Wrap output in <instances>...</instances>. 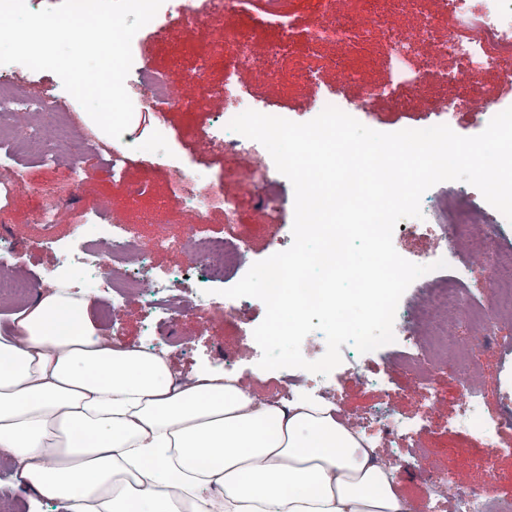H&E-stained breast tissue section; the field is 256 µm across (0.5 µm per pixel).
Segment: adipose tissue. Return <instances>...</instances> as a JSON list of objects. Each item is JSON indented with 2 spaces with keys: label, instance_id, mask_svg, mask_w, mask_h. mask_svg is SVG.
Instances as JSON below:
<instances>
[{
  "label": "adipose tissue",
  "instance_id": "obj_1",
  "mask_svg": "<svg viewBox=\"0 0 512 512\" xmlns=\"http://www.w3.org/2000/svg\"><path fill=\"white\" fill-rule=\"evenodd\" d=\"M0 324V457L64 512H410L333 406L113 343L63 283Z\"/></svg>",
  "mask_w": 512,
  "mask_h": 512
}]
</instances>
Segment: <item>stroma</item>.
Returning a JSON list of instances; mask_svg holds the SVG:
<instances>
[{"mask_svg":"<svg viewBox=\"0 0 512 512\" xmlns=\"http://www.w3.org/2000/svg\"><path fill=\"white\" fill-rule=\"evenodd\" d=\"M389 27L375 25L371 15L358 10L356 0H283V7L295 25L311 30L325 21L326 12L349 17L353 28L369 30L367 41L353 46L341 42H317L302 45L280 58H271L269 48L277 36L275 30L253 27L248 14H241L236 29L249 36L248 58L225 54L223 60L209 67L205 81H195L209 41L222 35V19H214L207 30L188 23L185 0H170L165 22L167 40L155 41L147 48L152 67L164 71L171 86L187 88L199 107H174L167 113V136L193 170L211 174L223 184L224 193L239 206L240 221L225 223L221 212H212L207 223L194 224L193 216L170 189L164 170L147 154L131 155L123 177L113 176L105 159L111 139L90 122L83 108H73L68 122L83 147L80 165L85 171L82 181H74L70 159H62L52 167L37 162L27 164V184L9 200L15 251L13 262L18 272L33 279L29 297L44 288L37 277L53 263L52 253L43 241L53 236L68 240L74 225L92 214L102 200H110L114 220L127 224L145 248H152L157 237L168 239L167 250L156 253L154 273L165 278L168 270L182 267L184 275L175 285L183 308L173 315H155L141 294L126 291L118 307L96 303L99 324L122 345L165 350L173 371L187 375L198 367L230 368L240 382L257 395L276 399L288 377L285 369L266 371L258 361L261 350L251 334L252 325L265 316L264 303L253 297L236 299L234 312L224 309V298L206 293L192 269L194 256L176 250L175 244L187 228L209 238H243L249 241L255 260H264L271 242H289L290 212L294 192L283 184L279 200L283 221L271 223L269 213L259 207L243 179L245 162L227 156L211 146V136L218 116L224 111L226 79L243 82L248 94L261 100L276 112L288 113L291 121L307 122L310 87L304 76L316 73L330 84L341 85L346 95L354 97L370 89H380L371 112L360 115L365 126L396 132L429 123H447L457 134L474 136L487 126L485 114L460 111L449 115L431 112V102L440 91L444 75L458 76L455 87L460 95H482L485 99L505 103L511 97L502 91L501 79L487 74L479 83L467 81L464 58L444 52L438 42L448 33V0H394ZM434 20V37L416 49L411 66L422 77L416 91L397 86L392 64L387 55L389 40L406 35L410 30ZM66 200L70 221L51 227L34 223L35 212L48 196ZM427 357L435 369L431 387H424L419 377L393 360L391 349L382 348L361 354L354 346L341 348L342 362L321 381L314 373L304 374L311 391L331 386L347 417L359 418L384 406L399 417L418 420L413 454L394 448L381 449L380 454L392 458L396 466V487L410 504L411 512H429V477L437 471H452L457 488L468 487L483 472L487 451L483 439L457 424L459 408L456 378L448 359L434 347H427ZM30 495L13 478L12 465L0 460V506L6 512H60L53 501L40 499L30 508Z\"/></svg>","mask_w":512,"mask_h":512,"instance_id":"obj_1","label":"stroma"}]
</instances>
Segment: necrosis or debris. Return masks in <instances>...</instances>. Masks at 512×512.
Segmentation results:
<instances>
[{
	"label": "necrosis or debris",
	"mask_w": 512,
	"mask_h": 512,
	"mask_svg": "<svg viewBox=\"0 0 512 512\" xmlns=\"http://www.w3.org/2000/svg\"><path fill=\"white\" fill-rule=\"evenodd\" d=\"M469 2L454 0L448 15L444 51L468 60L469 77L491 72L511 76L512 0H482L483 6L477 11L470 9ZM490 44L495 47L491 53L486 50ZM15 70V65H0V288L7 286L23 292L27 284L13 276L9 261L13 242L7 228L9 218L5 200L25 183V165L19 161V153H26L32 160L46 165L55 164L57 160L56 154L44 142L37 124L38 116L46 112L69 111L75 99L61 87L41 98H31L16 85ZM309 84L311 110L315 113L331 105L355 117L368 112L373 104V94L369 91L349 97L339 87L324 84L314 75L310 76ZM125 86L136 89L132 102L138 111L154 108L168 98L166 74L138 56L133 59ZM225 97L227 106L215 128L220 151L247 158L243 179L259 206L271 209L274 192L280 186V174L270 154L257 141L228 127L237 115L249 109L262 111L263 106L231 83L226 86ZM146 143L153 146L156 159L167 172L170 186L181 195L196 223H205L208 214L215 210L221 211L225 223H238L236 203L225 195L223 187L216 185L210 177L191 173L179 152L168 144L165 117L155 118L149 139L122 135L119 147L113 148L109 155L113 175H122L130 154L141 151ZM421 210L423 223L437 226L444 235L431 258L448 261L449 274L447 287L426 297L417 326H410L404 314L395 316V342L410 354L412 368L420 373L425 372L426 367L422 362L423 346L418 327L431 329L445 352H454L458 347L456 326L448 318L449 308H456L470 324L475 342L486 343L496 334L498 315L487 309L481 293L474 287L477 268L491 265L495 272L494 291L506 295L507 308L512 311V245L505 242L508 233L512 232V222L497 214L484 198L468 195H452L439 202L425 198L421 201ZM108 213V207H100L92 223L80 225L78 242L46 241V248L54 255L49 278L59 280L76 269L83 272L91 293L99 295L109 289L117 293L132 288L143 293L150 307L162 311L168 309L172 302L171 289L155 277L152 252L142 249L134 238L125 235L122 226L108 223ZM490 222L495 225L499 242L489 253L483 250L482 242ZM182 246L196 257L201 281L206 285L236 284L254 261L250 246L238 239L207 240L189 231L182 239ZM455 375L459 385L460 423L487 439L497 434L500 428H512V375L506 377L500 388L506 409L497 416L486 414L485 393L475 383L468 362L456 364ZM454 483L455 478L450 473L432 480L433 512H512V501L491 496L486 483H474L461 493L454 492Z\"/></svg>",
	"instance_id": "obj_1"
}]
</instances>
